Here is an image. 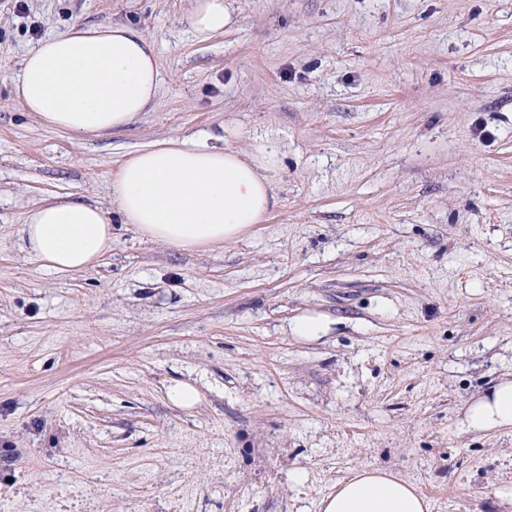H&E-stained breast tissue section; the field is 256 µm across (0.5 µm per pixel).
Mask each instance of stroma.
Segmentation results:
<instances>
[{"label":"stroma","mask_w":512,"mask_h":512,"mask_svg":"<svg viewBox=\"0 0 512 512\" xmlns=\"http://www.w3.org/2000/svg\"><path fill=\"white\" fill-rule=\"evenodd\" d=\"M186 4L0 0V512H320L368 467L431 512H512V431L460 425L512 377V0H232L208 42ZM76 23L139 26L163 77L81 143L11 99L25 53ZM221 125L283 152L244 237L119 224L68 276L23 249L29 207L111 209L123 155ZM304 312L324 336H291ZM168 396L175 406L187 410L193 409L201 400L200 393L194 386L182 382L173 385Z\"/></svg>","instance_id":"1"}]
</instances>
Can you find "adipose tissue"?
<instances>
[{
	"mask_svg": "<svg viewBox=\"0 0 512 512\" xmlns=\"http://www.w3.org/2000/svg\"><path fill=\"white\" fill-rule=\"evenodd\" d=\"M230 0H189L181 22L198 41L234 21ZM153 37L128 24L72 25L46 36L12 79L20 110L74 138L125 129L155 104L161 84ZM281 147L254 137L243 153L223 133L206 131L153 143L125 156L109 183L111 212L79 199L46 201L26 211L24 248L42 267L71 274L96 265L112 248L114 224L176 248L207 249L247 235L277 205L271 174ZM466 432L512 429V379L468 403ZM321 512H431L416 487L391 472L362 469L337 482Z\"/></svg>",
	"mask_w": 512,
	"mask_h": 512,
	"instance_id": "1",
	"label": "adipose tissue"
}]
</instances>
